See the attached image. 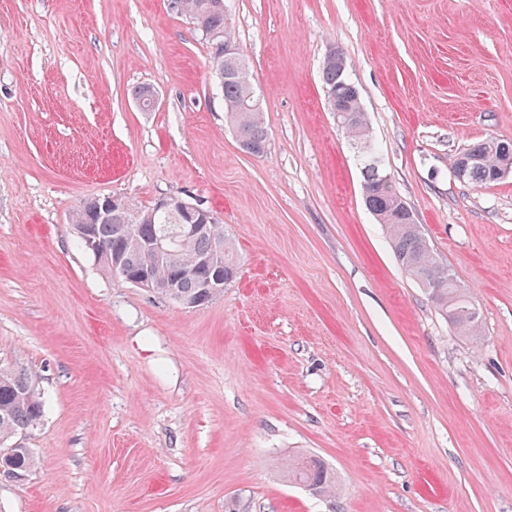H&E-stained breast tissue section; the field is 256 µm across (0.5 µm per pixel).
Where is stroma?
Masks as SVG:
<instances>
[{
  "label": "stroma",
  "mask_w": 512,
  "mask_h": 512,
  "mask_svg": "<svg viewBox=\"0 0 512 512\" xmlns=\"http://www.w3.org/2000/svg\"><path fill=\"white\" fill-rule=\"evenodd\" d=\"M225 3L260 157L167 0H0V365L26 367L44 404L0 512H512V174L450 171L512 140V0ZM333 48L478 336L366 208L320 78ZM90 196L201 204L236 281L185 309L113 277L70 222ZM302 454L336 496L284 477ZM502 143H506L511 148L512 157V140L488 138L473 143L463 150L478 153L481 158L471 167L466 179V170L469 164L475 160L474 157L461 155L454 162L457 155L454 156L452 160V163H454L451 167L453 176L460 181H466L477 186L490 185L499 181L496 171L502 161Z\"/></svg>",
  "instance_id": "1"
}]
</instances>
